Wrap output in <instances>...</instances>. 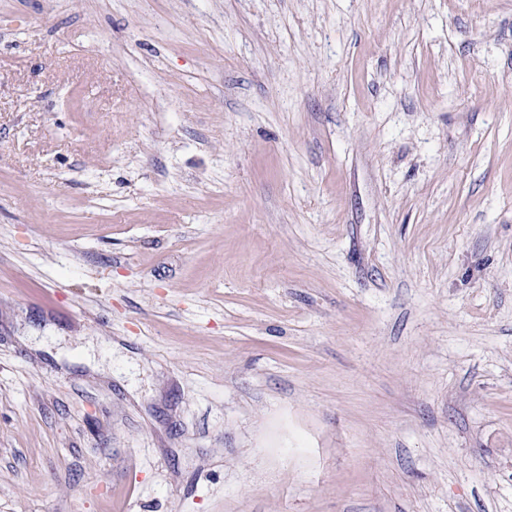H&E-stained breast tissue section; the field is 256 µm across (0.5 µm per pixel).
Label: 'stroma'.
<instances>
[{"instance_id": "35a3bbf8", "label": "stroma", "mask_w": 512, "mask_h": 512, "mask_svg": "<svg viewBox=\"0 0 512 512\" xmlns=\"http://www.w3.org/2000/svg\"><path fill=\"white\" fill-rule=\"evenodd\" d=\"M0 512H512V0H0Z\"/></svg>"}]
</instances>
